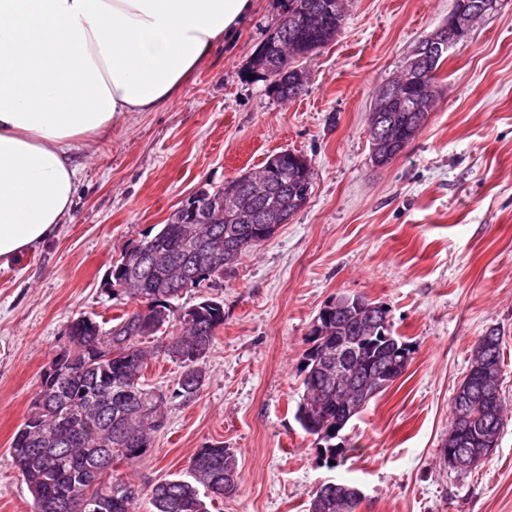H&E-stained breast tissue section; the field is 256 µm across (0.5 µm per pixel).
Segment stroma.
Instances as JSON below:
<instances>
[{
    "instance_id": "1",
    "label": "stroma",
    "mask_w": 512,
    "mask_h": 512,
    "mask_svg": "<svg viewBox=\"0 0 512 512\" xmlns=\"http://www.w3.org/2000/svg\"><path fill=\"white\" fill-rule=\"evenodd\" d=\"M283 4L255 0L182 94L86 141L65 224L0 267V512H31L9 446L69 324L134 307L105 291L113 263L201 184L221 187L284 150L312 165L308 204L209 289L224 327L201 394L189 407L168 404L150 454L120 476L148 489L221 442L236 451L240 480L210 512H306L331 481L361 489L359 512H512V0L450 49L432 112L383 167L367 132L375 97L454 0H348L338 35L303 62L304 92L286 101L252 75ZM342 294L386 305L412 355L346 426L333 467L295 412L306 334ZM493 328L505 425L490 459L462 474L440 448L473 346Z\"/></svg>"
}]
</instances>
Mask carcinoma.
I'll list each match as a JSON object with an SVG mask.
<instances>
[{"instance_id":"obj_1","label":"carcinoma","mask_w":512,"mask_h":512,"mask_svg":"<svg viewBox=\"0 0 512 512\" xmlns=\"http://www.w3.org/2000/svg\"><path fill=\"white\" fill-rule=\"evenodd\" d=\"M325 0H287L276 34L295 37L286 18L316 9ZM343 16L326 19L323 27L302 37L304 47L317 50L331 42L329 31L341 27ZM259 77L275 88L277 98L293 99L305 87L292 81L300 59L280 57L277 42L266 39L256 53ZM428 83H414L403 92L402 108L385 113L389 150L371 157L384 166L401 153L424 125L427 113L416 111L417 98ZM307 157H267L274 165L271 178L237 182L250 213L234 217L235 202L224 199V223L161 225L128 247L112 264L106 285L108 295H126L137 308L116 318L110 327L88 316L69 325L68 346L53 358L43 374L36 401L13 437L10 454L33 499V512H64L60 505L87 504L86 512H136L144 493L118 473L144 459L155 434L165 423L166 402L145 383L150 351L144 341L168 330L157 351L176 362L181 373L171 395L181 406L193 405L204 386L205 359L224 326V304L210 297L186 307L175 304L182 295L207 287L224 277L241 257L263 240L257 237L263 218L279 198H293L304 177ZM214 194L200 186L188 199L202 214ZM309 348L301 367L303 394L296 419L306 434L324 443L328 459L342 457L344 447L334 443L336 430H344L361 409L349 394L363 390L370 401L389 385L375 386L374 376L394 370L400 376L409 364V342L390 326L389 309L363 295H339L314 318L307 334ZM473 353L487 358L488 376L499 382L503 364L502 337L495 329L476 342ZM398 363H393V358ZM470 402L460 407L454 396L451 428L473 448L483 438H499L504 428V399L485 387L469 389ZM239 479L235 451L221 443L196 449L186 475L151 486L147 496L151 512H209L207 500L232 494ZM363 496L359 488L344 483L338 490L322 485L310 496L308 512H357Z\"/></svg>"}]
</instances>
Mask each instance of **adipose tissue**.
I'll use <instances>...</instances> for the list:
<instances>
[{"label": "adipose tissue", "mask_w": 512, "mask_h": 512, "mask_svg": "<svg viewBox=\"0 0 512 512\" xmlns=\"http://www.w3.org/2000/svg\"><path fill=\"white\" fill-rule=\"evenodd\" d=\"M252 0H0V263L70 215L74 152L153 112L249 14Z\"/></svg>", "instance_id": "adipose-tissue-1"}]
</instances>
